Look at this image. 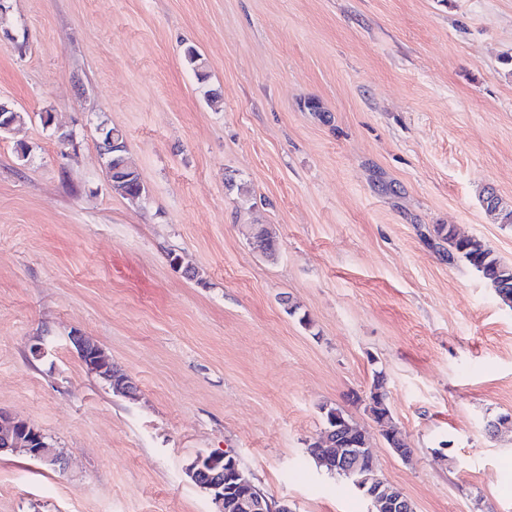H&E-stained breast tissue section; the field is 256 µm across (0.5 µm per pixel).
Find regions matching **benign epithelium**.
<instances>
[{"mask_svg": "<svg viewBox=\"0 0 512 512\" xmlns=\"http://www.w3.org/2000/svg\"><path fill=\"white\" fill-rule=\"evenodd\" d=\"M70 342L77 353L84 358L87 371L114 384L117 394L134 400L137 387L126 379L115 383L110 373L111 359L97 344L86 337L74 334ZM330 427L321 431L318 437L323 447L324 461L331 467L353 474L352 484L371 500L378 512H414L410 500L403 492L387 487L375 468L362 470L359 464L372 458L366 445L354 441L339 442L336 433V417H329ZM22 452L48 468H60L64 464L63 455L50 445L29 422L0 411V452ZM191 480L202 489L217 507V512L233 509L235 512H292L288 503L279 502L264 495L251 479L243 473L238 458L231 452L220 458L210 453L197 454L186 468Z\"/></svg>", "mask_w": 512, "mask_h": 512, "instance_id": "7a95c632", "label": "benign epithelium"}]
</instances>
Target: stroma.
<instances>
[{
    "label": "stroma",
    "instance_id": "35a3bbf8",
    "mask_svg": "<svg viewBox=\"0 0 512 512\" xmlns=\"http://www.w3.org/2000/svg\"><path fill=\"white\" fill-rule=\"evenodd\" d=\"M0 1V102L26 115L0 135V410L68 460L0 453V512H215L185 474L211 451L293 512H371L306 452L326 405L416 512H512V430L488 429L512 419V309L434 245L445 224L512 264L482 202L512 205V0ZM378 370L410 460L351 401ZM118 133L115 128L101 129L100 148L103 154L107 156V175L109 176L110 185L113 190L123 198L131 201L129 195H133L136 191L141 178L136 169L128 162L126 157V145L123 137L113 135L115 141H118L122 148L113 149L117 143L112 141V133ZM70 342L75 347L78 355L84 358L85 367L90 374L95 375L108 384L114 383L113 388L116 394L131 400L136 399L137 387L129 378H126L120 384L116 383L109 371L111 359L100 346L91 342L85 336L77 334L70 336Z\"/></svg>",
    "mask_w": 512,
    "mask_h": 512
}]
</instances>
